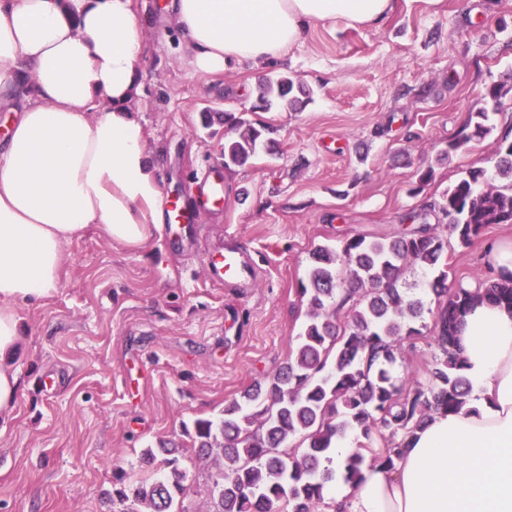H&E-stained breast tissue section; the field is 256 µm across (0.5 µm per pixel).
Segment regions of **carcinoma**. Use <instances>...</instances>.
I'll list each match as a JSON object with an SVG mask.
<instances>
[{
	"mask_svg": "<svg viewBox=\"0 0 512 512\" xmlns=\"http://www.w3.org/2000/svg\"><path fill=\"white\" fill-rule=\"evenodd\" d=\"M510 92L511 73L486 89L482 105L421 171V184L432 181L435 167L451 162L468 143L492 134L491 116ZM310 94L283 73L260 82L257 107L296 111ZM224 123L233 132L224 140L225 169L245 165L261 150L272 152L273 128L232 112L224 113ZM491 162L500 184L488 183L483 169L467 170L437 205L407 214L410 227L401 234L375 240L357 236L339 250L319 246L312 251L308 286L302 288L309 319L288 360L224 405L219 418L199 419L186 431L198 456L216 452L223 457L208 488L214 512H316L325 490L336 482V471L320 468L336 438L353 433L369 445L382 442L371 461L392 469L406 437L431 414L462 409L467 380L455 328L473 294L461 281L448 287V238L467 247L485 226L512 224V140L498 143ZM338 263L349 272L346 288ZM408 265L432 272L425 290L437 301L428 332L436 349L428 382L416 380L409 387L395 384L389 371L404 342L422 335L416 324L423 319L424 304L400 283ZM477 288L483 297L512 306V276H487ZM349 302L348 320L341 326L336 309ZM176 451L163 440L142 450L141 462L151 465L160 457L165 467L151 482L128 483L122 468H114L112 501L121 503L123 512H185L178 504L195 478ZM363 462L360 452L350 457L343 480L355 482Z\"/></svg>",
	"mask_w": 512,
	"mask_h": 512,
	"instance_id": "carcinoma-1",
	"label": "carcinoma"
}]
</instances>
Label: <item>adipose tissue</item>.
Instances as JSON below:
<instances>
[{
  "mask_svg": "<svg viewBox=\"0 0 512 512\" xmlns=\"http://www.w3.org/2000/svg\"><path fill=\"white\" fill-rule=\"evenodd\" d=\"M393 0H173L189 65L280 57L306 28L382 24ZM144 32L131 0H0V417L20 391L18 304L53 296L63 247L89 225L142 246L166 219L159 167L131 103ZM470 394L408 439L394 469L362 465L327 512H512V310L477 302L458 332Z\"/></svg>",
  "mask_w": 512,
  "mask_h": 512,
  "instance_id": "obj_1",
  "label": "adipose tissue"
}]
</instances>
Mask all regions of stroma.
<instances>
[{
	"mask_svg": "<svg viewBox=\"0 0 512 512\" xmlns=\"http://www.w3.org/2000/svg\"><path fill=\"white\" fill-rule=\"evenodd\" d=\"M166 2L132 0L146 29L133 106L164 192L201 231L179 243L156 231L130 249L88 226L64 247L54 296L18 306L21 390L0 420V512H113L114 467L131 482L152 480L142 448L186 442V426L218 416L286 362L306 321L300 289L317 246L399 234L404 214L487 166L512 126L511 93L492 135L420 186V170L512 69V0H395L381 25L321 23L280 58L215 75L187 64ZM281 73L312 88L311 100L295 112L255 108L259 81ZM227 112L272 126L275 153L224 169ZM218 171L223 205L198 206L193 182ZM504 238L512 224L486 226L467 247L449 241L455 279L485 273L488 247ZM241 244L255 285L213 284L207 255ZM47 375L48 394L36 384ZM182 463L196 477L186 512H213V460Z\"/></svg>",
	"mask_w": 512,
	"mask_h": 512,
	"instance_id": "obj_1",
	"label": "stroma"
}]
</instances>
